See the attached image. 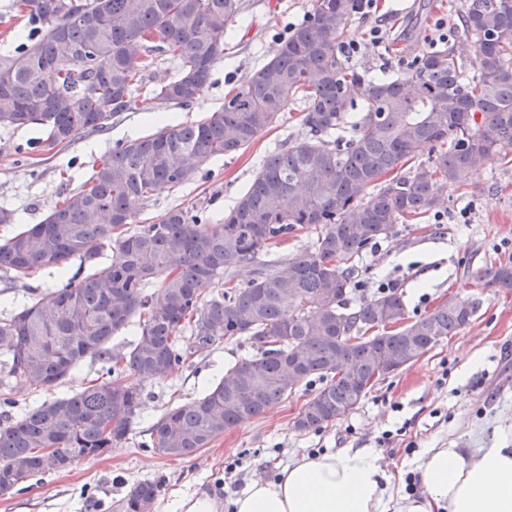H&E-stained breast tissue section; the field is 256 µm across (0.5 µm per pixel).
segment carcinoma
<instances>
[{"mask_svg":"<svg viewBox=\"0 0 512 512\" xmlns=\"http://www.w3.org/2000/svg\"><path fill=\"white\" fill-rule=\"evenodd\" d=\"M364 0H312L307 18L279 40L276 55L250 72L224 105L194 123L166 124L118 144L90 177L63 194L38 224L0 241V270L14 282L80 260L62 287L39 294L0 321L9 373L50 393L86 358L107 378L52 397L0 426V494L38 475L98 457L128 439L146 385L194 355L248 341L241 357L190 406H172L148 447L185 458L224 430L322 382L294 429L317 431L350 413L397 362H413L472 318L476 304L453 298L411 320L391 289L348 307L354 259L394 226L440 204L434 186L462 184L472 169L512 155V0H466V34L476 36L467 76L449 45L433 47L403 76L369 79L342 54ZM24 38L0 56V125H40L41 151L65 149L133 109L137 97L192 105L224 59L242 0H16ZM160 56L174 76L147 85ZM351 136L330 138L356 108ZM296 99L307 135L269 155L224 218L179 204L156 224L139 206L176 188L214 158L248 148ZM426 159H421V156ZM407 174L400 170L411 160ZM314 243L285 260L270 249L306 228ZM253 268L245 284L235 272ZM485 288L512 290V262L471 273ZM227 291L204 297L215 278ZM138 318L126 353L112 338ZM373 335H368L369 331ZM296 365L292 385L283 374ZM161 482L136 485L119 512H143Z\"/></svg>","mask_w":512,"mask_h":512,"instance_id":"cac0c4a2","label":"carcinoma"}]
</instances>
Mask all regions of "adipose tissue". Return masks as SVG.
Segmentation results:
<instances>
[{
	"mask_svg": "<svg viewBox=\"0 0 512 512\" xmlns=\"http://www.w3.org/2000/svg\"><path fill=\"white\" fill-rule=\"evenodd\" d=\"M420 489L393 493L370 449L299 458L274 480L255 479L234 512H512V442L491 448H428Z\"/></svg>",
	"mask_w": 512,
	"mask_h": 512,
	"instance_id": "1",
	"label": "adipose tissue"
}]
</instances>
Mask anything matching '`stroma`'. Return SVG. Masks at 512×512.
Masks as SVG:
<instances>
[{"instance_id":"stroma-1","label":"stroma","mask_w":512,"mask_h":512,"mask_svg":"<svg viewBox=\"0 0 512 512\" xmlns=\"http://www.w3.org/2000/svg\"><path fill=\"white\" fill-rule=\"evenodd\" d=\"M244 2L224 58L192 106L139 100L135 109L113 118L109 130L80 135L33 170L18 150L45 138V131L1 125L0 210L11 212L13 221L0 225V238L43 220L61 193L87 179L90 161L117 143L152 133L158 117L191 123L218 108L225 94L274 55L277 33L301 22L311 9V0ZM463 5L464 0H376L348 28L346 42L359 46L348 61L375 78L403 76L432 46L457 39ZM303 108V101L292 102L248 150L206 162L191 183L155 191L140 205L139 221L160 222L171 207L187 201L198 203L211 219L222 218L268 155L306 136ZM437 194L440 205L421 219L396 225L393 236L369 244L356 257L349 305L376 296L378 286L390 281L410 318L451 298L476 301L477 310L457 334L377 382L354 411L321 430L295 431L301 406L319 387L314 381L190 457H164L147 448L151 427L168 407L192 403L225 369L253 352L247 342L224 343L192 357L172 378L147 385L141 417L124 443L101 457L38 476L24 490L0 494V512H115L134 485L156 479L163 485L153 512H181V503L201 496L221 507L251 479L277 478L301 456L371 448L383 468L409 477L424 449L490 447L511 436L512 292L478 286L471 272L512 258V162L482 163L464 185ZM78 267L73 259L65 271L47 270L16 283L0 271V319L31 301L34 289L61 287ZM1 395L12 403L0 407V424L46 398L9 375L0 350ZM236 459L240 467L229 469Z\"/></svg>"}]
</instances>
